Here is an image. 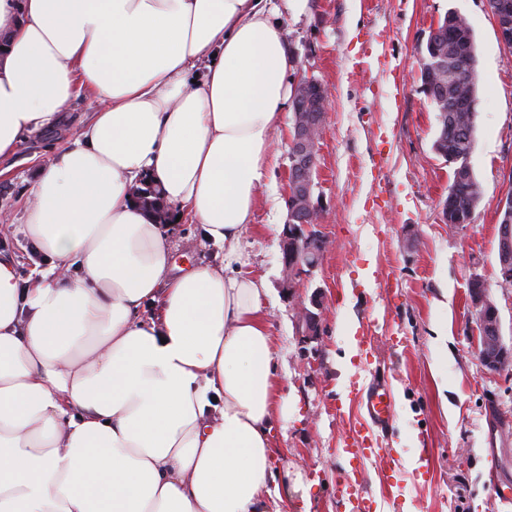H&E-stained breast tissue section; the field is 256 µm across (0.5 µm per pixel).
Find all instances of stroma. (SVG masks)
<instances>
[{
    "mask_svg": "<svg viewBox=\"0 0 512 512\" xmlns=\"http://www.w3.org/2000/svg\"><path fill=\"white\" fill-rule=\"evenodd\" d=\"M451 10L474 32L479 73L469 162L484 194L464 226L443 221L453 167L433 149L439 124L419 79L428 37ZM288 31L296 76L316 79L328 93L313 180L325 212L318 230L329 247L298 289L306 297L323 293L317 340L301 342L282 286L288 210L273 202L287 197L291 115L283 117L278 166L244 246L249 273L269 288L276 374L290 403L287 420L273 429L274 473L277 482L299 478L309 488V501L295 499L289 512H346L336 482L348 462L335 450L363 415L350 377L338 369L352 334L370 343L367 362L352 358V371L393 386L394 418L380 440L406 461L397 492L384 488L377 464L365 463L359 495L374 497L381 512H512V500L494 491L512 484V371L482 365L469 297L472 278H481L512 348V288L500 287L498 261L499 202L512 191V50L499 43L487 0H310ZM377 53L398 66L399 77L378 69ZM93 110L78 94L61 121L0 160V213L8 217L0 251L13 255L21 278L35 270L25 223L36 163L67 148ZM201 239L198 225L176 223V266L221 262L222 250ZM439 329L447 344L436 341Z\"/></svg>",
    "mask_w": 512,
    "mask_h": 512,
    "instance_id": "obj_1",
    "label": "stroma"
}]
</instances>
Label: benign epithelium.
Instances as JSON below:
<instances>
[{
  "instance_id": "benign-epithelium-1",
  "label": "benign epithelium",
  "mask_w": 512,
  "mask_h": 512,
  "mask_svg": "<svg viewBox=\"0 0 512 512\" xmlns=\"http://www.w3.org/2000/svg\"><path fill=\"white\" fill-rule=\"evenodd\" d=\"M495 21L500 43L512 49V9H502L495 16ZM314 92L323 94L325 90L317 80L301 78L294 84L292 98L302 99ZM323 127L324 123L314 121L306 112L294 113V136L289 153L292 169L289 219L282 232V288L291 296L295 294L298 281L318 267L327 247L326 240L312 230L324 218L314 202L311 179ZM498 257L500 281L509 282L512 280V194L505 198L500 208ZM470 302L477 312L483 365L492 371L511 369L512 350L502 342L499 312L487 298L484 285L478 278L471 282ZM295 309L302 342L317 339L320 336L318 310L321 309V292H316L308 300L297 297Z\"/></svg>"
}]
</instances>
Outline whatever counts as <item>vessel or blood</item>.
<instances>
[{
	"label": "vessel or blood",
	"mask_w": 512,
	"mask_h": 512,
	"mask_svg": "<svg viewBox=\"0 0 512 512\" xmlns=\"http://www.w3.org/2000/svg\"><path fill=\"white\" fill-rule=\"evenodd\" d=\"M351 386L361 398L365 416L339 448L350 469L337 482L336 491L347 502L349 512H378L373 497L357 495V475L368 461L378 462L388 481L393 480L399 468L396 451L380 447L377 436L378 430L385 428L394 415V394L390 383L384 380L365 386L355 379Z\"/></svg>",
	"instance_id": "b4317fda"
}]
</instances>
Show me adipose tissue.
<instances>
[{
    "label": "adipose tissue",
    "instance_id": "adipose-tissue-1",
    "mask_svg": "<svg viewBox=\"0 0 512 512\" xmlns=\"http://www.w3.org/2000/svg\"><path fill=\"white\" fill-rule=\"evenodd\" d=\"M309 0H0V157L77 90L95 106L42 162L0 252V512H271L279 393L243 240L278 164ZM165 203L223 249L175 272Z\"/></svg>",
    "mask_w": 512,
    "mask_h": 512
}]
</instances>
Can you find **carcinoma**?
<instances>
[{
    "mask_svg": "<svg viewBox=\"0 0 512 512\" xmlns=\"http://www.w3.org/2000/svg\"><path fill=\"white\" fill-rule=\"evenodd\" d=\"M452 76L448 86V99L433 100L438 116L448 120V156L459 157L466 162L475 142L477 110L464 107L469 93L478 91L477 51L475 38L448 53L445 71L433 72V78L441 81ZM483 197V187L474 174L453 181L448 196L449 223L462 224L470 218L471 210L478 207Z\"/></svg>",
    "mask_w": 512,
    "mask_h": 512,
    "instance_id": "obj_1",
    "label": "carcinoma"
}]
</instances>
